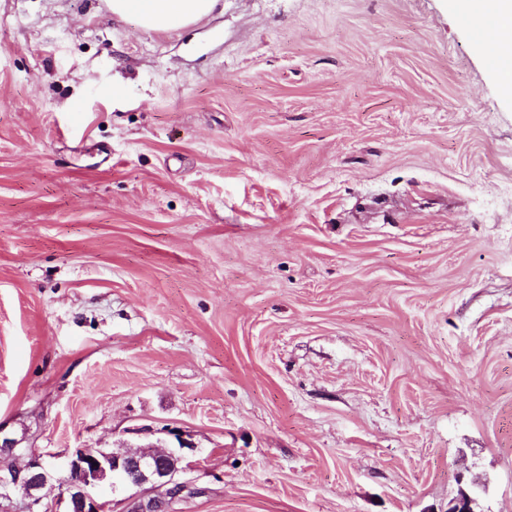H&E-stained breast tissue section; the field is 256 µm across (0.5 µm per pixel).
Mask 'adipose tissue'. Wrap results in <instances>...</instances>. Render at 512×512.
<instances>
[{
	"instance_id": "1",
	"label": "adipose tissue",
	"mask_w": 512,
	"mask_h": 512,
	"mask_svg": "<svg viewBox=\"0 0 512 512\" xmlns=\"http://www.w3.org/2000/svg\"><path fill=\"white\" fill-rule=\"evenodd\" d=\"M113 16L135 17L151 31H173L209 15L216 0H105ZM459 12L483 21L489 36L481 43L504 97H512V0H456Z\"/></svg>"
}]
</instances>
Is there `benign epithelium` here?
I'll return each instance as SVG.
<instances>
[{
    "instance_id": "7a95c632",
    "label": "benign epithelium",
    "mask_w": 512,
    "mask_h": 512,
    "mask_svg": "<svg viewBox=\"0 0 512 512\" xmlns=\"http://www.w3.org/2000/svg\"><path fill=\"white\" fill-rule=\"evenodd\" d=\"M21 457L20 466L0 467V512H112L101 499L103 486L131 488L123 499L126 512H174V505L190 491L178 478L183 457L143 453L116 454L104 448H77L61 464L54 456L21 446L0 425V457Z\"/></svg>"
}]
</instances>
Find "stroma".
<instances>
[{
	"label": "stroma",
	"mask_w": 512,
	"mask_h": 512,
	"mask_svg": "<svg viewBox=\"0 0 512 512\" xmlns=\"http://www.w3.org/2000/svg\"><path fill=\"white\" fill-rule=\"evenodd\" d=\"M0 424L180 450L176 512H512V99L453 0H0ZM218 0H105L112 16H133L151 31H174L209 15Z\"/></svg>",
	"instance_id": "obj_1"
}]
</instances>
